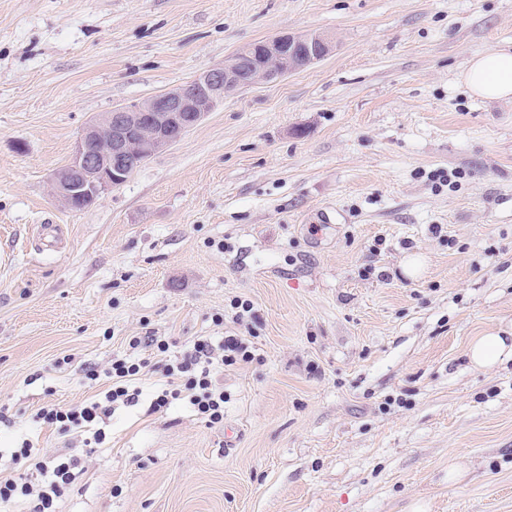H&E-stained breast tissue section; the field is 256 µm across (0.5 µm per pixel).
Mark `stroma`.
Returning a JSON list of instances; mask_svg holds the SVG:
<instances>
[{"instance_id":"stroma-1","label":"stroma","mask_w":512,"mask_h":512,"mask_svg":"<svg viewBox=\"0 0 512 512\" xmlns=\"http://www.w3.org/2000/svg\"><path fill=\"white\" fill-rule=\"evenodd\" d=\"M306 32L332 52L88 208L52 196L90 120ZM511 43L512 0H0V478L26 441L82 461L55 512H512V359L466 355L512 334V101L459 78ZM148 335L170 349L102 444L39 418ZM200 336L254 354L215 425L150 409ZM467 356L474 367L491 368L502 358H512V336L511 344L506 336H480L470 344Z\"/></svg>"}]
</instances>
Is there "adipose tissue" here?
Returning a JSON list of instances; mask_svg holds the SVG:
<instances>
[{"label": "adipose tissue", "mask_w": 512, "mask_h": 512, "mask_svg": "<svg viewBox=\"0 0 512 512\" xmlns=\"http://www.w3.org/2000/svg\"><path fill=\"white\" fill-rule=\"evenodd\" d=\"M467 91L485 101L512 100V49L474 55L460 74Z\"/></svg>", "instance_id": "adipose-tissue-1"}]
</instances>
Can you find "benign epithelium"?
Masks as SVG:
<instances>
[{"instance_id":"1","label":"benign epithelium","mask_w":512,"mask_h":512,"mask_svg":"<svg viewBox=\"0 0 512 512\" xmlns=\"http://www.w3.org/2000/svg\"><path fill=\"white\" fill-rule=\"evenodd\" d=\"M333 44L334 37L321 32L280 34L206 68L186 86L104 113L85 127L69 161L54 173L53 195L71 210L97 202L134 172L130 157L163 151L225 97L308 67L327 56Z\"/></svg>"}]
</instances>
